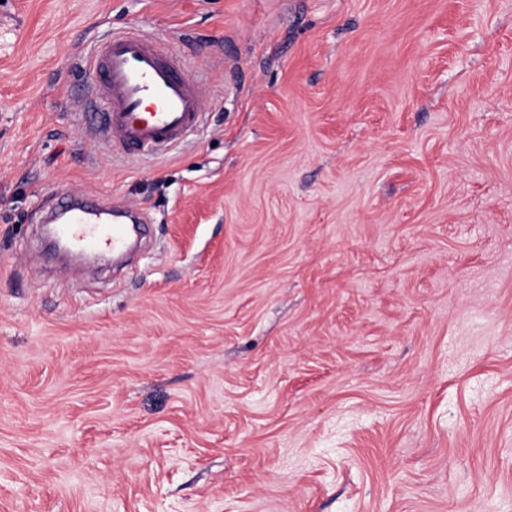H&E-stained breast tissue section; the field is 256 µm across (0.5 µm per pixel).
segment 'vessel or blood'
Masks as SVG:
<instances>
[{"mask_svg":"<svg viewBox=\"0 0 512 512\" xmlns=\"http://www.w3.org/2000/svg\"><path fill=\"white\" fill-rule=\"evenodd\" d=\"M87 68L101 132L126 156L163 155L200 122L206 90L170 46L135 30L116 32L97 46ZM128 215L96 196L68 193L48 217L68 249L93 246L121 254L131 237Z\"/></svg>","mask_w":512,"mask_h":512,"instance_id":"vessel-or-blood-1","label":"vessel or blood"}]
</instances>
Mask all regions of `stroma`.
Listing matches in <instances>:
<instances>
[{"instance_id": "35a3bbf8", "label": "stroma", "mask_w": 512, "mask_h": 512, "mask_svg": "<svg viewBox=\"0 0 512 512\" xmlns=\"http://www.w3.org/2000/svg\"><path fill=\"white\" fill-rule=\"evenodd\" d=\"M130 27L208 89L157 158L76 106ZM0 512H512V0H0ZM65 201L48 213L46 222L59 224V239L68 249L84 251L88 247L109 248L124 253L130 242L131 229L126 224L127 208L93 195L75 196L62 193Z\"/></svg>"}]
</instances>
